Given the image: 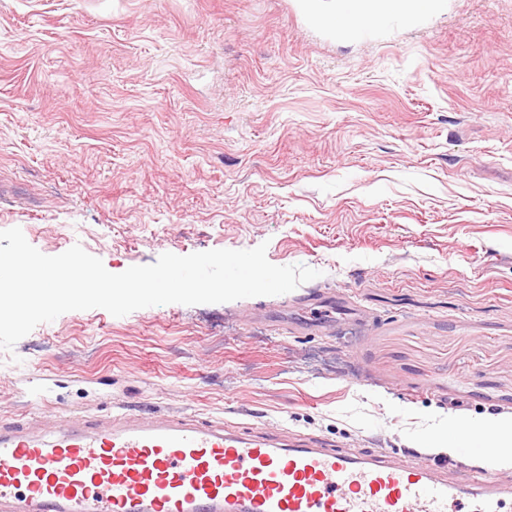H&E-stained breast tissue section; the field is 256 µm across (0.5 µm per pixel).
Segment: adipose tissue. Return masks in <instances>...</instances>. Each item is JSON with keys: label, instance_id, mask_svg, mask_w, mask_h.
<instances>
[{"label": "adipose tissue", "instance_id": "1", "mask_svg": "<svg viewBox=\"0 0 512 512\" xmlns=\"http://www.w3.org/2000/svg\"><path fill=\"white\" fill-rule=\"evenodd\" d=\"M439 0H336L335 11L328 16L335 32L346 35L371 27L380 18L405 13L418 16L435 9Z\"/></svg>", "mask_w": 512, "mask_h": 512}]
</instances>
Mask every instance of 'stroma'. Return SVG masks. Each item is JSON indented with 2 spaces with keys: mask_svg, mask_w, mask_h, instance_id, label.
<instances>
[{
  "mask_svg": "<svg viewBox=\"0 0 512 512\" xmlns=\"http://www.w3.org/2000/svg\"><path fill=\"white\" fill-rule=\"evenodd\" d=\"M120 273L266 244L278 296L95 308L0 350V419L240 417L431 448L512 424V0L341 38L299 0H0V230ZM355 316L303 327L307 299Z\"/></svg>",
  "mask_w": 512,
  "mask_h": 512,
  "instance_id": "1",
  "label": "stroma"
}]
</instances>
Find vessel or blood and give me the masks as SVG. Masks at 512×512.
I'll list each match as a JSON object with an SVG mask.
<instances>
[{"mask_svg": "<svg viewBox=\"0 0 512 512\" xmlns=\"http://www.w3.org/2000/svg\"><path fill=\"white\" fill-rule=\"evenodd\" d=\"M314 295L307 322L348 314ZM512 512V481L228 418L122 409L36 431L0 421V512Z\"/></svg>", "mask_w": 512, "mask_h": 512, "instance_id": "obj_1", "label": "vessel or blood"}]
</instances>
